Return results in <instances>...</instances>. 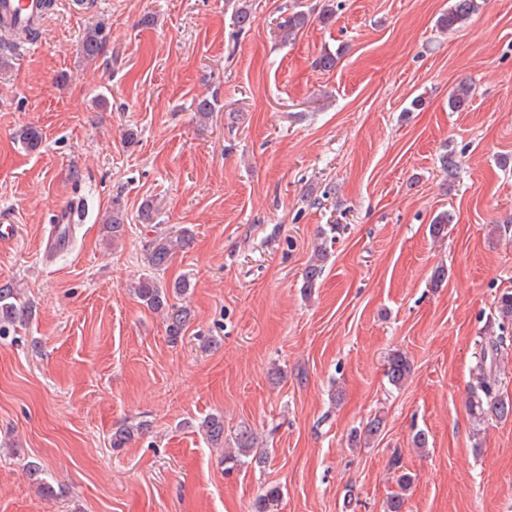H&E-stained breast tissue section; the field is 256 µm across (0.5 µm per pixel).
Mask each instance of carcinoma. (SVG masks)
<instances>
[{
    "instance_id": "1",
    "label": "carcinoma",
    "mask_w": 512,
    "mask_h": 512,
    "mask_svg": "<svg viewBox=\"0 0 512 512\" xmlns=\"http://www.w3.org/2000/svg\"><path fill=\"white\" fill-rule=\"evenodd\" d=\"M479 8L478 0H453L448 12L442 14L438 25L442 28L452 29L460 27L468 22ZM335 6L333 0H324L317 16L305 10H295L288 13L283 21L276 25V30L281 41L292 40L301 30L313 21L317 20L326 24L333 19ZM104 40L102 28L94 26L88 28L81 39L80 50L86 60H92L100 52ZM471 87L462 83L458 85L448 98V107L452 110H462L468 104ZM17 137L28 150L37 149L42 143V133L33 126L22 128ZM454 216L449 212L436 215L431 223L432 234L443 236L448 233V225L453 223ZM106 228L112 235V240H118L124 236V212L120 203L112 207V215L108 217ZM191 240V231L184 229L174 239L156 240L148 246V262L157 271L163 270L171 260L174 252L187 246ZM327 257L326 249H318L314 258L306 266L303 273V288L305 292H312L316 287L324 270V262ZM191 286L188 279L182 278L167 286L154 278L139 281L134 288L136 297L140 303L151 311H163L167 316V332L171 341L175 342L183 334L188 324V310L176 303L178 297L186 294ZM22 310L16 303L14 289L8 286L0 287V328H8L20 319ZM412 370L410 362L401 354H395L388 360L386 377L388 382L398 388L404 384ZM480 377L478 384L473 389L472 399L469 402V410L474 420L480 422L484 418L494 414L503 418L512 414V403L497 397L495 390V375L485 373L484 367H479ZM202 428L207 439L214 446L224 443V416L220 413L211 414L202 423ZM146 429V423L128 424L126 422L112 429V449L119 450L126 447L135 436ZM237 454L224 455V463L229 469L240 467L248 462L257 466L265 462V457L256 452V437L254 433L243 427L233 437ZM412 483L410 474L404 472L397 477V485L400 492L391 496L388 500V512H401L405 492ZM281 490L278 487H269L257 497L254 502V512H272L274 506L279 504Z\"/></svg>"
}]
</instances>
